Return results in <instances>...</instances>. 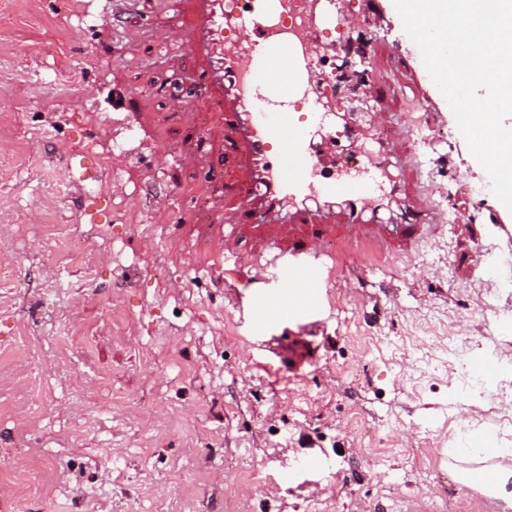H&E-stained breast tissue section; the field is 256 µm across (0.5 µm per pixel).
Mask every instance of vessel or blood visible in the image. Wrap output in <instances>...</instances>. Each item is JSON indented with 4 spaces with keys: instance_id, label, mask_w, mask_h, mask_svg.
<instances>
[{
    "instance_id": "vessel-or-blood-1",
    "label": "vessel or blood",
    "mask_w": 512,
    "mask_h": 512,
    "mask_svg": "<svg viewBox=\"0 0 512 512\" xmlns=\"http://www.w3.org/2000/svg\"><path fill=\"white\" fill-rule=\"evenodd\" d=\"M189 5L193 21L178 38L202 67L204 95L194 112L222 113L234 149L238 177L231 191L241 204L215 236L210 256L232 268L237 283L251 288L250 323L287 322L306 312L320 288V262L344 251L371 255L410 250L435 214L412 204L402 224L377 219L398 190L388 157L403 136L382 113H372L358 137L377 148L339 176H323L335 142L336 118L315 90L322 60L324 12L349 26L343 0H302L288 16V0H172ZM304 101L309 125L296 122L291 107ZM250 241L251 252L240 244ZM295 297L277 303L280 291Z\"/></svg>"
}]
</instances>
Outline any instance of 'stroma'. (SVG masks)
Returning <instances> with one entry per match:
<instances>
[{
    "label": "stroma",
    "instance_id": "obj_1",
    "mask_svg": "<svg viewBox=\"0 0 512 512\" xmlns=\"http://www.w3.org/2000/svg\"><path fill=\"white\" fill-rule=\"evenodd\" d=\"M80 2L95 26L71 25ZM347 5L441 221L366 272L328 260L317 315L256 330L206 254L220 223L191 218L225 140L189 132V9L0 0V512H502L460 449L512 448V290L484 263L512 213L390 0ZM97 111L125 157L92 150ZM306 455L326 470L280 484Z\"/></svg>",
    "mask_w": 512,
    "mask_h": 512
}]
</instances>
